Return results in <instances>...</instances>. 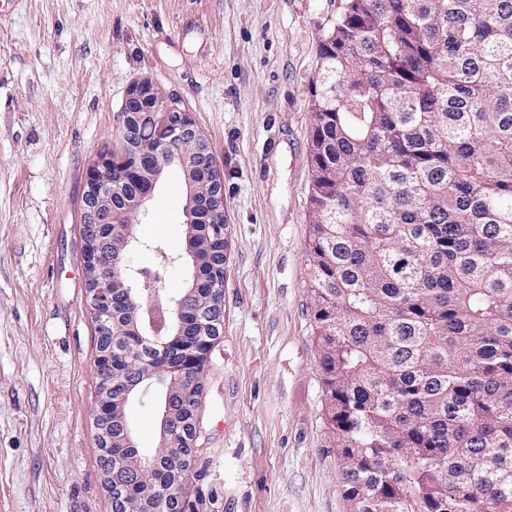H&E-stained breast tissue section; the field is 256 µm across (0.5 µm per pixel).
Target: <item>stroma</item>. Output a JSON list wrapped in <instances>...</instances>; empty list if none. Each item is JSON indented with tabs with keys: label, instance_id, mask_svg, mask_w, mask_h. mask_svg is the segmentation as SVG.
<instances>
[{
	"label": "stroma",
	"instance_id": "obj_1",
	"mask_svg": "<svg viewBox=\"0 0 512 512\" xmlns=\"http://www.w3.org/2000/svg\"><path fill=\"white\" fill-rule=\"evenodd\" d=\"M346 3L0 0V512H112L80 209L91 164L123 151L122 105L142 80L189 113L224 183V318L187 495L199 512H350L307 265L312 86ZM185 200L169 169L126 256L165 297L189 280ZM160 401L153 383L129 407L149 455Z\"/></svg>",
	"mask_w": 512,
	"mask_h": 512
}]
</instances>
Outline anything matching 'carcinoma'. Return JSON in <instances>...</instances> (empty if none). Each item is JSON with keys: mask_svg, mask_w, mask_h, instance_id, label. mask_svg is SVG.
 <instances>
[{"mask_svg": "<svg viewBox=\"0 0 512 512\" xmlns=\"http://www.w3.org/2000/svg\"><path fill=\"white\" fill-rule=\"evenodd\" d=\"M334 30L308 262L345 497L512 512V0H347Z\"/></svg>", "mask_w": 512, "mask_h": 512, "instance_id": "1", "label": "carcinoma"}]
</instances>
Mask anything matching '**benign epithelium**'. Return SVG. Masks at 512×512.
<instances>
[{
    "label": "benign epithelium",
    "mask_w": 512,
    "mask_h": 512,
    "mask_svg": "<svg viewBox=\"0 0 512 512\" xmlns=\"http://www.w3.org/2000/svg\"><path fill=\"white\" fill-rule=\"evenodd\" d=\"M120 134L125 141L124 155L116 159L103 153L90 166L80 212L83 232V261L87 288L98 319L100 349L97 369L101 383L122 385L115 406L100 400L94 408L100 445L128 452L129 472L112 479V500L120 512H152L154 502L167 490L160 485L143 488L130 498V481L139 480L141 469L151 460L138 448L127 417L130 398L154 377L141 369L116 371L114 358H130L145 349L165 356L174 349V362L187 371H196L205 349L220 335L224 315V281L211 279L209 289L197 294L199 270L204 265L216 268L210 245L224 241V187L213 164L210 147L189 114L172 104H163L159 94L146 80L128 91L122 109ZM185 173L187 198L185 225H205V244L186 242L179 259L190 257L194 267L193 285L188 291L165 302L160 299L158 278L145 269L133 270L125 263L128 249L151 248L133 233L141 211L152 198L156 184L171 165ZM121 238L123 249L111 254L106 250L110 238ZM122 300L129 305L126 324L112 328V304ZM197 394L193 389L167 384L161 420L162 447L166 453L187 462L184 449L198 452L197 426L186 415ZM117 422L119 436L109 435L110 421Z\"/></svg>",
    "instance_id": "benign-epithelium-1"
}]
</instances>
